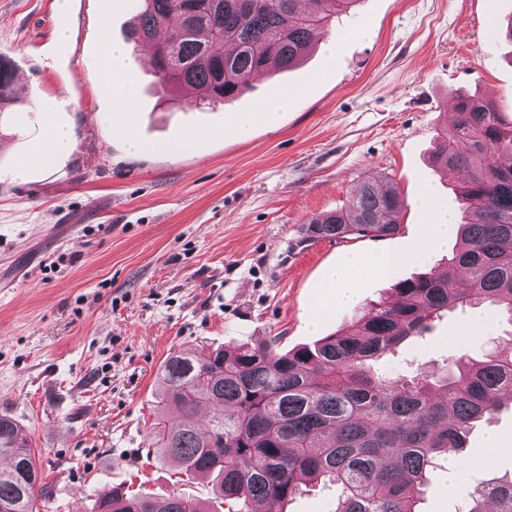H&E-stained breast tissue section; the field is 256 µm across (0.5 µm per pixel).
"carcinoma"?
<instances>
[{"mask_svg":"<svg viewBox=\"0 0 512 512\" xmlns=\"http://www.w3.org/2000/svg\"><path fill=\"white\" fill-rule=\"evenodd\" d=\"M136 0L130 39L152 48L164 87L203 104L245 94L254 77L288 71L315 31L357 0ZM12 61L0 56V111L20 99ZM463 175L461 245L446 266L399 281L393 302L366 306L349 334L282 352L280 337L233 349L171 354L157 375L164 418L152 430L154 459L188 479L211 480L226 512H284L301 485L340 488L333 512H415L450 448L512 398V349L459 357L434 372L394 378L375 363L434 319L489 304L512 314V123L494 105L457 97L456 118L432 156ZM404 200L393 183L363 181L349 205L310 222L307 240L396 234ZM213 409L206 427L197 412ZM0 505L36 512L45 496L21 426L0 416ZM512 512V472L474 486L461 512ZM96 512H212L173 493L117 487L96 493Z\"/></svg>","mask_w":512,"mask_h":512,"instance_id":"carcinoma-1","label":"carcinoma"}]
</instances>
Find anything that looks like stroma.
Listing matches in <instances>:
<instances>
[{
  "mask_svg": "<svg viewBox=\"0 0 512 512\" xmlns=\"http://www.w3.org/2000/svg\"><path fill=\"white\" fill-rule=\"evenodd\" d=\"M0 0V55L22 72L25 97L0 114V414L23 428L48 495L40 512H94L102 486L213 501L208 481L177 483L147 457L157 420L156 376L173 352L235 347L269 336L281 350L348 331L359 308L393 299L396 281L437 268L456 235L416 258L432 214L418 199L434 185L461 216L459 176L430 161L453 122V95L491 101L512 122V44L500 28L512 0H357L315 35L305 60L256 76L239 98L185 110L169 100L140 50L124 79L139 94L130 111L102 89L99 44L127 45L133 0ZM295 97L275 126L251 139L232 116L282 93ZM47 103L73 140L49 167L16 175L39 147L37 106ZM130 116L154 144L132 152L118 127ZM205 136L173 155L185 132ZM395 183L400 230L385 238L305 241L310 221L345 208L364 179ZM407 260L359 278V302L312 316L326 268L351 252ZM487 331L468 311L435 321L425 336L383 358L411 376L444 359L512 347V317L485 305ZM501 445L485 464L486 439ZM474 482L512 471V408L478 423L459 454ZM446 460L428 475L419 512H457L466 483L448 486Z\"/></svg>",
  "mask_w": 512,
  "mask_h": 512,
  "instance_id": "stroma-1",
  "label": "stroma"
}]
</instances>
